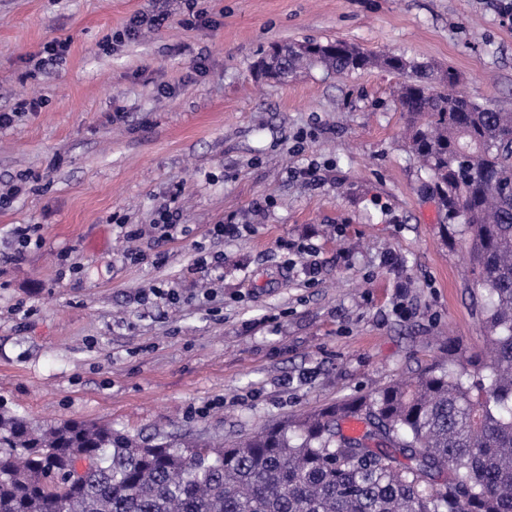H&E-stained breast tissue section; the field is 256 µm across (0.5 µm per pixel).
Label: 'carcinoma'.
<instances>
[{
    "instance_id": "1",
    "label": "carcinoma",
    "mask_w": 512,
    "mask_h": 512,
    "mask_svg": "<svg viewBox=\"0 0 512 512\" xmlns=\"http://www.w3.org/2000/svg\"><path fill=\"white\" fill-rule=\"evenodd\" d=\"M288 70L405 72L407 143L446 224L464 236L487 334L448 363L224 447L90 422L0 414V512H512V112L402 55L336 39ZM353 418L358 435L345 433Z\"/></svg>"
}]
</instances>
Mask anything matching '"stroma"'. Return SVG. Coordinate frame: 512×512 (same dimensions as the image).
<instances>
[{
  "mask_svg": "<svg viewBox=\"0 0 512 512\" xmlns=\"http://www.w3.org/2000/svg\"><path fill=\"white\" fill-rule=\"evenodd\" d=\"M153 8L166 27L115 40ZM196 8L206 22L184 26ZM336 38L512 112L498 0H0V106L43 102L0 129V184L20 189L0 207V412L230 445L449 344L484 349L465 247L442 239L404 142L399 76L255 72L272 45ZM54 39L66 59L35 70ZM169 201L179 228L161 244Z\"/></svg>",
  "mask_w": 512,
  "mask_h": 512,
  "instance_id": "35a3bbf8",
  "label": "stroma"
}]
</instances>
